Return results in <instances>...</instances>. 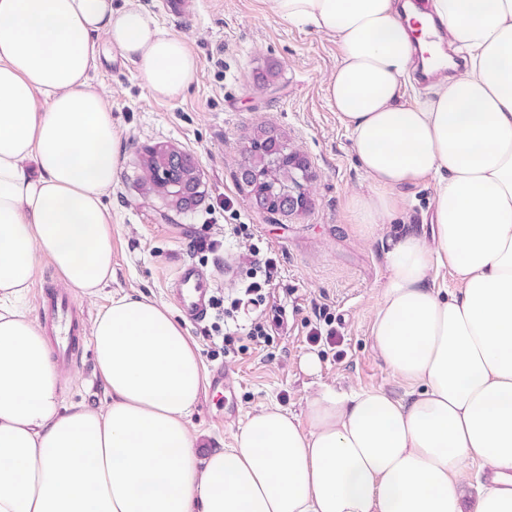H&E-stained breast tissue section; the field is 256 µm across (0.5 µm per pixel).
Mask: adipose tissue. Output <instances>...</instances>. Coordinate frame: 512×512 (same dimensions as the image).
<instances>
[{"instance_id":"obj_1","label":"adipose tissue","mask_w":512,"mask_h":512,"mask_svg":"<svg viewBox=\"0 0 512 512\" xmlns=\"http://www.w3.org/2000/svg\"><path fill=\"white\" fill-rule=\"evenodd\" d=\"M263 4L339 45L326 92L372 186L350 199L361 223H392L406 187L436 182L429 235L389 243L371 328L411 392L327 388L302 421L265 405L231 447L199 452L198 347L165 304L122 291L89 325L107 403L66 402L23 301L44 259L77 297L115 279L105 199L124 147L90 78L99 48L167 100L197 62L138 0H0V512H512V0ZM435 27L463 70L443 65ZM425 55L435 88L405 102ZM440 267L459 293L437 287Z\"/></svg>"}]
</instances>
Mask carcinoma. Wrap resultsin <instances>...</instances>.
I'll list each match as a JSON object with an SVG mask.
<instances>
[{"instance_id": "1", "label": "carcinoma", "mask_w": 512, "mask_h": 512, "mask_svg": "<svg viewBox=\"0 0 512 512\" xmlns=\"http://www.w3.org/2000/svg\"><path fill=\"white\" fill-rule=\"evenodd\" d=\"M256 152L243 158L250 168L259 171V178L243 180L241 184L249 195L260 189H267L276 198L270 213L284 212L290 193L308 197V184L313 178L309 167L298 168L293 164L295 153L288 141L279 135H272V129L260 128L253 136ZM168 143H156L143 148L139 156V167L145 174L146 190L176 204L174 193L189 187L196 179L198 165L194 156L183 152L184 162L178 168L169 167ZM165 170L166 177L159 175Z\"/></svg>"}]
</instances>
